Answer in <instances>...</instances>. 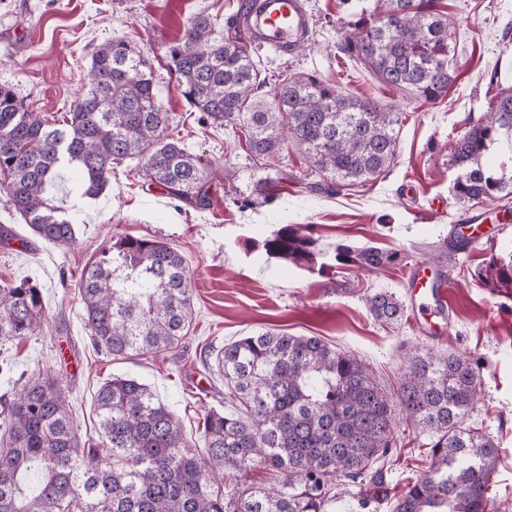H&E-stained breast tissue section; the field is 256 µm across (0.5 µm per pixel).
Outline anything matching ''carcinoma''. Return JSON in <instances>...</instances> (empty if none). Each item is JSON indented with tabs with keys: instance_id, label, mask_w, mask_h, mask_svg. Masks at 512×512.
Here are the masks:
<instances>
[{
	"instance_id": "carcinoma-1",
	"label": "carcinoma",
	"mask_w": 512,
	"mask_h": 512,
	"mask_svg": "<svg viewBox=\"0 0 512 512\" xmlns=\"http://www.w3.org/2000/svg\"><path fill=\"white\" fill-rule=\"evenodd\" d=\"M343 2L352 3L356 20L348 22L341 48L381 83L435 101L459 79L448 15L434 0ZM170 59L195 111L212 126L240 130L258 158L289 143L340 188L376 179L397 157L400 113L313 75L269 82L242 38L217 37L205 14L192 19ZM88 84L62 124L25 111L14 91L0 85L6 205L39 238L71 244L74 220L50 198L61 167L77 172L74 200L95 199L112 165L132 156L145 158L147 176L169 196L208 205V163L164 140L169 116L148 59L111 39L93 54ZM494 149L512 154L511 86L451 149L457 202L512 194V173L488 162ZM264 249L296 265L319 255L298 224L277 229ZM333 259L377 271L404 257L338 244ZM478 277L511 293L512 252L491 256ZM80 294L94 344L114 358L173 351L188 333L185 260L158 239L113 241L82 278ZM365 305L385 325L404 313L389 291L367 294ZM43 314L40 290L30 281L1 288L0 340L35 334ZM215 366L235 406L203 416L201 460L173 411L134 377L115 376L95 396L99 448L82 444L57 379L17 381L0 396V512H326L339 485L382 483L401 420L427 435L430 462L395 498L392 512L497 509L488 488L499 448L469 424L480 386L470 357L410 348L389 394L356 354L317 336L269 329L225 344ZM260 466L276 473L274 482L224 489V473L242 478Z\"/></svg>"
}]
</instances>
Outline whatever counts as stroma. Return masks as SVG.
<instances>
[{"label":"stroma","instance_id":"35a3bbf8","mask_svg":"<svg viewBox=\"0 0 512 512\" xmlns=\"http://www.w3.org/2000/svg\"><path fill=\"white\" fill-rule=\"evenodd\" d=\"M242 2L0 0V85L11 87L24 109L68 111L86 88L98 45L127 40L152 66L169 114L168 134L208 161L211 172V204L197 209L152 184L143 160L114 165L102 194L80 203L76 241L66 247L38 238L19 214L0 204V225L14 232L12 240L0 242V288L31 280L41 288L45 307L38 335L0 342V393L7 378L24 373L58 377L68 385L82 438L94 440L97 390L112 376H131L175 412L201 455L199 420L224 408V382L204 363L237 337L273 328L319 337L359 355L389 389L397 386L403 347L464 354L481 364V395L471 423L501 447L489 491L503 512H512V296L491 291L474 276L491 254L512 245V204L457 203L451 193L456 171L448 165L456 139L487 112L500 86H512V0H437L451 23L461 77L435 102L381 84L339 49V30L349 19L342 0H307L312 35L293 56L254 52L267 74L312 73L400 113L395 164L373 181L337 191L293 147L253 157L232 128L200 122L183 98L169 65L170 46L199 13L227 33ZM493 72L499 84L490 83ZM461 211L475 215V222H454ZM285 224L307 227L326 252L342 243L372 245L404 251L406 259L376 273L355 265L298 267L268 257L263 248ZM460 234L484 243L445 250L446 240ZM126 235L161 240L186 261L192 311L176 351L117 360L89 338L81 277L106 246ZM418 262L453 286L452 309L436 318L446 333L437 338L411 311L409 275ZM381 288L395 292L405 307L397 324L377 322L365 307V295ZM400 437L401 458L375 488L370 512H391L392 498L428 465L424 434L404 426Z\"/></svg>","mask_w":512,"mask_h":512}]
</instances>
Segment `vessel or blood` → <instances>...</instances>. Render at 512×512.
Returning a JSON list of instances; mask_svg holds the SVG:
<instances>
[{
    "label": "vessel or blood",
    "instance_id": "b4317fda",
    "mask_svg": "<svg viewBox=\"0 0 512 512\" xmlns=\"http://www.w3.org/2000/svg\"><path fill=\"white\" fill-rule=\"evenodd\" d=\"M237 27L248 47L285 54L308 43L312 18L305 0H257L253 11L238 16ZM411 277L418 294L434 305H447L446 285L435 282L426 265L416 264Z\"/></svg>",
    "mask_w": 512,
    "mask_h": 512
}]
</instances>
